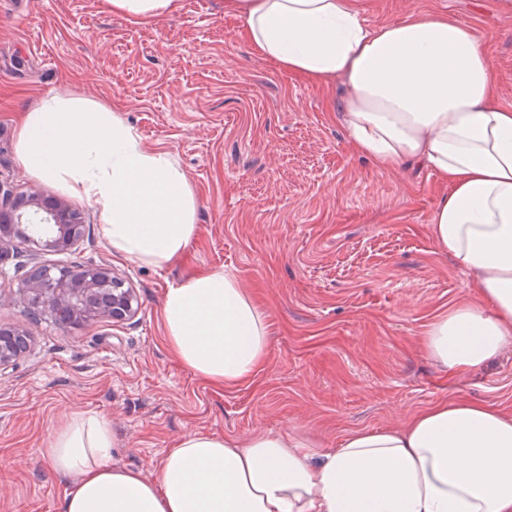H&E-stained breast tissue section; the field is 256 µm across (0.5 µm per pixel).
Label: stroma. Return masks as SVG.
I'll return each mask as SVG.
<instances>
[{"label": "stroma", "mask_w": 512, "mask_h": 512, "mask_svg": "<svg viewBox=\"0 0 512 512\" xmlns=\"http://www.w3.org/2000/svg\"><path fill=\"white\" fill-rule=\"evenodd\" d=\"M367 26L442 13L485 40L512 105V0H359ZM341 81L313 86L257 58L224 0H177L138 24L106 0H0V177L17 192L67 198L85 216L75 253L0 260V324L27 351L0 371V512H62L67 491L41 450L76 412L105 416L116 463L154 476L184 433L291 434L326 451L354 429H385L459 394L512 410V353L461 380L421 335L474 299L470 276L429 235L440 193L427 168L353 154L336 122ZM54 96L103 105L146 151L170 153L196 198L199 234L159 269L99 231L98 207L34 179L16 157L21 112ZM109 265L139 299L136 316L79 328L29 316L17 295L35 264ZM233 275L265 306L270 348L250 382L218 388L178 364L162 317L166 290L201 270Z\"/></svg>", "instance_id": "obj_1"}]
</instances>
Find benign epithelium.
Returning a JSON list of instances; mask_svg holds the SVG:
<instances>
[{"label":"benign epithelium","instance_id":"1","mask_svg":"<svg viewBox=\"0 0 512 512\" xmlns=\"http://www.w3.org/2000/svg\"><path fill=\"white\" fill-rule=\"evenodd\" d=\"M84 232L77 211L62 198L33 189L17 195L0 179V245L16 237L58 252L73 250ZM17 293L28 311L46 312L63 327L92 321L122 322L138 308L134 290L107 265H52L20 281ZM96 302L89 303V298ZM23 330L0 324V369L26 349Z\"/></svg>","mask_w":512,"mask_h":512}]
</instances>
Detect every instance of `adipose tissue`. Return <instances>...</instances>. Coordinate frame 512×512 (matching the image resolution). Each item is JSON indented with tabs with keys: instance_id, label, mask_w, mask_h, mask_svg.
I'll list each match as a JSON object with an SVG mask.
<instances>
[{
	"instance_id": "obj_1",
	"label": "adipose tissue",
	"mask_w": 512,
	"mask_h": 512,
	"mask_svg": "<svg viewBox=\"0 0 512 512\" xmlns=\"http://www.w3.org/2000/svg\"><path fill=\"white\" fill-rule=\"evenodd\" d=\"M262 59L348 87L336 110L352 151L390 170L429 167L443 191L430 236L473 278L476 298L438 315L423 346L462 377L512 350V106L499 100L476 32L437 14L372 29L357 0H224ZM17 159L100 210L102 236L165 267L197 239L194 194L163 151L78 97L22 112ZM168 347L197 376L231 388L269 352L263 306L220 271L168 288ZM106 418H69L43 451L68 490L63 512H512V414L458 395L384 430L355 429L324 452L301 438L190 431L154 478L113 463Z\"/></svg>"
}]
</instances>
